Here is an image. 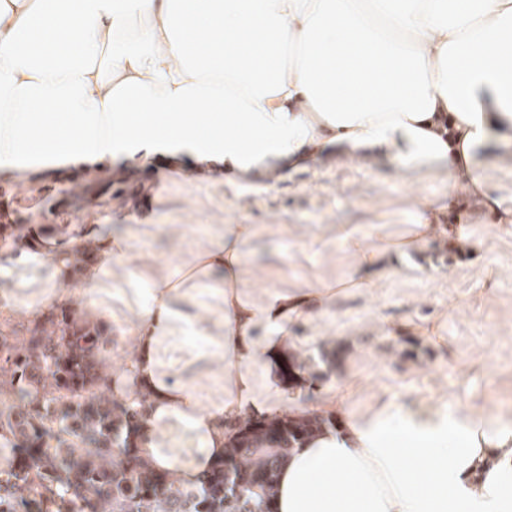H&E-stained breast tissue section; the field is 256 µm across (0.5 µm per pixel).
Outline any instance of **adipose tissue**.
Returning a JSON list of instances; mask_svg holds the SVG:
<instances>
[{
    "instance_id": "adipose-tissue-1",
    "label": "adipose tissue",
    "mask_w": 512,
    "mask_h": 512,
    "mask_svg": "<svg viewBox=\"0 0 512 512\" xmlns=\"http://www.w3.org/2000/svg\"><path fill=\"white\" fill-rule=\"evenodd\" d=\"M512 131V0H0V162L188 154L242 180L375 154L447 175L489 209L482 176ZM413 224L332 226L350 273L288 290L251 277L253 224L225 225L180 279L149 277L128 379L146 387L138 455L192 486L224 457L225 419L297 413L281 380L291 324L311 304L375 287L374 268L442 233L416 197ZM217 278L224 401L166 381L158 351L184 283ZM279 475L277 512H512V421L438 406L353 411ZM196 451H163L159 425Z\"/></svg>"
}]
</instances>
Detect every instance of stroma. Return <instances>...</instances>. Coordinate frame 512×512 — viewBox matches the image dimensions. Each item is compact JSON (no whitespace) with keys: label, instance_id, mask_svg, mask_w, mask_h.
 <instances>
[{"label":"stroma","instance_id":"1","mask_svg":"<svg viewBox=\"0 0 512 512\" xmlns=\"http://www.w3.org/2000/svg\"><path fill=\"white\" fill-rule=\"evenodd\" d=\"M194 164L180 154L166 166H71L31 174L25 185L1 165L0 214L41 212L49 224H95L101 236L124 237L129 249L89 293L78 279L58 274L45 252L14 262L15 244L0 239V336L27 345L61 307H71L80 320L104 328L97 357L111 378L136 353L132 312L146 298L145 273H176L224 225L254 224L252 273L262 284L291 289L332 281L349 273L351 260L330 226L384 224L399 234L414 220L417 192L444 208L448 237L393 259L399 274L384 276L372 293L341 294L328 311L312 309L293 324L301 359L322 350L337 354L333 365H319L318 381H304L299 401L350 384L348 402L356 409L436 405L512 420V224L497 223L466 194L449 198L443 174L409 173L385 158L331 156L252 181L217 169L198 173ZM99 177L119 191L107 207L87 190ZM454 233L469 240L470 250L452 247ZM216 286L213 278L195 282L176 302L186 323L159 353L169 382L187 385L207 405L223 399Z\"/></svg>","mask_w":512,"mask_h":512}]
</instances>
